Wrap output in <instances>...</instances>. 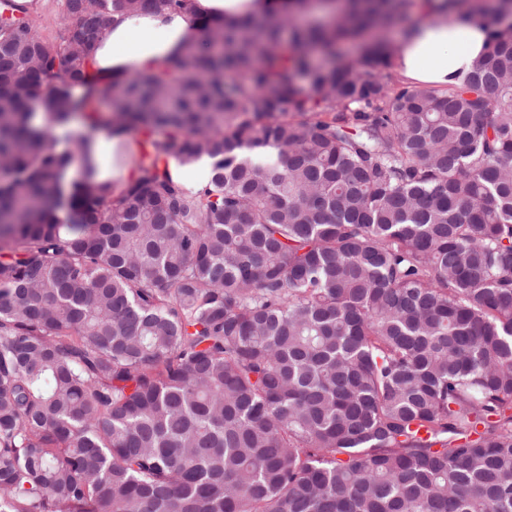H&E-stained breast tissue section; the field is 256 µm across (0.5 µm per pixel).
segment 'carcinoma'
<instances>
[{"label":"carcinoma","mask_w":512,"mask_h":512,"mask_svg":"<svg viewBox=\"0 0 512 512\" xmlns=\"http://www.w3.org/2000/svg\"><path fill=\"white\" fill-rule=\"evenodd\" d=\"M61 2L0 0V512H512V4L445 0L493 30L438 92L337 60L415 0L206 19L102 90L114 15L193 0ZM100 92L117 198L64 131ZM60 0H44L42 9L38 12L35 22V30L40 34H46L50 30L58 29L66 23L60 8ZM134 140L130 130L111 125L104 120L94 137V157L99 165L102 176L112 178V194L119 195L128 182L137 175V171L123 162L125 147ZM112 156V168L110 159Z\"/></svg>","instance_id":"obj_1"}]
</instances>
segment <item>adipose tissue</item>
Wrapping results in <instances>:
<instances>
[{
  "mask_svg": "<svg viewBox=\"0 0 512 512\" xmlns=\"http://www.w3.org/2000/svg\"><path fill=\"white\" fill-rule=\"evenodd\" d=\"M442 2L426 0L416 18L392 37L393 72L403 84L445 90L460 84L488 50L490 34L481 18H462L460 9L444 8ZM296 9L292 0H194L192 9L179 13L118 17L94 46L92 71L101 85L151 73L197 40L202 19L250 18ZM133 139L130 130L106 122L95 134L94 157L103 175L111 178L113 194H120L136 175L123 161Z\"/></svg>",
  "mask_w": 512,
  "mask_h": 512,
  "instance_id": "obj_1",
  "label": "adipose tissue"
}]
</instances>
